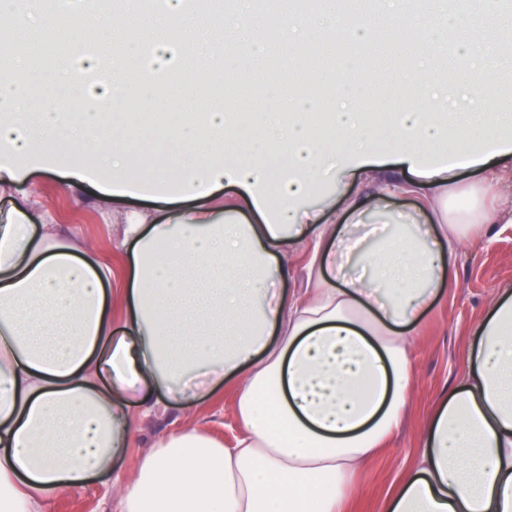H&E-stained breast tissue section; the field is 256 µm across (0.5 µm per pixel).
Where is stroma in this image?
Listing matches in <instances>:
<instances>
[{"label":"stroma","mask_w":512,"mask_h":512,"mask_svg":"<svg viewBox=\"0 0 512 512\" xmlns=\"http://www.w3.org/2000/svg\"><path fill=\"white\" fill-rule=\"evenodd\" d=\"M96 18L111 25L113 16L124 19L122 40L97 38L88 45L89 55L108 62L122 43L157 37V30L142 26L140 0H94ZM80 5H56L47 0L46 19L15 30L9 41H0V60L22 59L20 77L31 83L29 110H36L40 98L51 92H67L71 84L56 73L58 63L76 69L81 65L75 39L76 18ZM398 22L384 13L372 16V36L366 48L370 51L369 66H344L349 48H337L334 41L324 40L318 49L294 64L296 54L284 40L263 41L261 56L251 70L230 71L236 79L239 102H260L266 110L278 111L281 99H271L269 80L280 74L283 95L307 85L310 80L330 81L337 71H346L365 94L367 104L380 108L384 102V82L388 78L405 80L408 66L418 54L412 36L382 40L381 34L397 29ZM224 45L213 47L206 58L186 60L177 53L165 80L156 94L162 100H178L177 89L188 85L197 99L212 109L223 107V100L210 84L201 82L197 71L219 69L224 59ZM25 200L47 212L61 238L78 245H89L111 261L118 260L115 243L121 227L112 217V204L92 196L91 189L68 183L65 168L53 164L51 171L31 173L13 188L0 193V210ZM451 287L426 312L418 325L411 347L415 372L410 394V407L398 432L380 457L357 478L353 494L354 512H379L381 500L391 484L412 469L420 432L436 402L449 388L459 383L464 356L474 340V326L488 303L504 288L512 286V224L493 225L488 234L461 240L449 264ZM235 384L225 382L209 394L191 403L170 399L164 392H155L149 407L132 406L129 413L132 435L126 456L113 465L122 481L132 479L138 458L163 435L182 429H201L211 437L231 441L237 432L234 410ZM111 482H93L80 490L60 494L50 512H115L116 501Z\"/></svg>","instance_id":"35a3bbf8"}]
</instances>
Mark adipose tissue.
<instances>
[{
    "instance_id": "1",
    "label": "adipose tissue",
    "mask_w": 512,
    "mask_h": 512,
    "mask_svg": "<svg viewBox=\"0 0 512 512\" xmlns=\"http://www.w3.org/2000/svg\"><path fill=\"white\" fill-rule=\"evenodd\" d=\"M380 2L409 18L423 45L447 38L460 16ZM199 15L198 0H151L161 36L145 76L127 83L126 58L114 53L108 80L88 88L92 112L52 99L19 111L28 84L0 79V188L50 166V135L74 156L70 184L178 202L134 214L116 268L91 247L57 242L51 225L34 237L24 207L0 223V512H48L60 492L104 476L129 446L131 404L157 390L192 401L228 378L241 428L233 444L197 429L165 435L132 482L113 480L117 512H345L358 472L409 408L413 332L445 291L447 247L512 223V196L494 189L501 162H512V113L481 109L505 60L499 37L512 32L502 0H468L473 24L456 47L478 81L438 95L436 62L425 58L406 79L407 102L385 104L389 134L339 79L329 136L306 120L316 98L304 89L288 113L261 115L245 155L209 156L213 136L235 139L244 108L206 109L182 117L162 165L131 175L127 147L99 136L111 100L148 92L186 44H224L240 67L258 50L247 14L217 26ZM369 31L363 16L320 8L286 15L274 34L304 52L331 32L359 44ZM446 142L483 170L464 216L448 206ZM90 149L102 158L94 171L79 159ZM364 176L365 197L318 193ZM417 185L430 195L398 212L393 198ZM304 246L306 287L279 293ZM474 333L462 381L440 398L383 512H512L511 289Z\"/></svg>"
}]
</instances>
